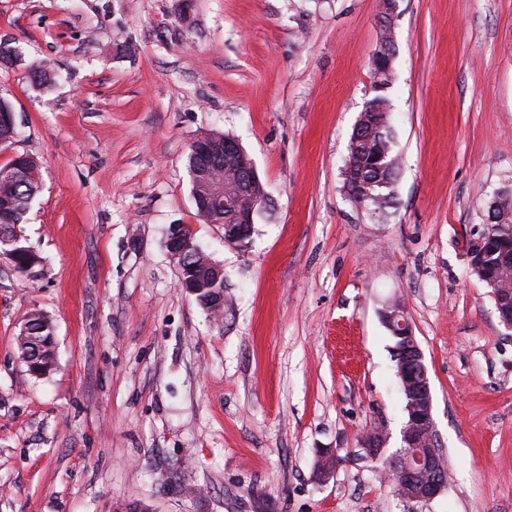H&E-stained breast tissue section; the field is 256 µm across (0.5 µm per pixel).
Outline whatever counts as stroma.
Listing matches in <instances>:
<instances>
[{
  "instance_id": "obj_1",
  "label": "stroma",
  "mask_w": 512,
  "mask_h": 512,
  "mask_svg": "<svg viewBox=\"0 0 512 512\" xmlns=\"http://www.w3.org/2000/svg\"><path fill=\"white\" fill-rule=\"evenodd\" d=\"M395 3L382 219L343 190L379 0H0L20 129L0 167L41 162L21 231L42 259H0V512H512V330L468 266L512 189V0ZM207 132L266 187L245 252L195 214L186 156ZM172 224L224 265L221 324L178 286ZM396 297L448 467L419 504L360 448L380 425L392 455L407 422ZM35 309L55 330L40 377L15 344Z\"/></svg>"
}]
</instances>
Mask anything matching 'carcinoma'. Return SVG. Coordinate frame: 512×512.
I'll return each instance as SVG.
<instances>
[{
    "instance_id": "obj_1",
    "label": "carcinoma",
    "mask_w": 512,
    "mask_h": 512,
    "mask_svg": "<svg viewBox=\"0 0 512 512\" xmlns=\"http://www.w3.org/2000/svg\"><path fill=\"white\" fill-rule=\"evenodd\" d=\"M28 80L36 87L46 86L54 80L51 67L34 62L29 66ZM391 77L385 72L373 74L370 101L375 103L377 112L370 116L361 142L357 144V155L349 159L344 172L343 184L350 201L373 213H384L392 202L394 184L398 177V159L392 150L391 127L388 121L390 109L387 89ZM16 117L9 101L0 100V132H12ZM13 176L1 175L0 168V233L14 239L12 248L16 254L15 268L28 273L40 264V257L26 246L20 225L25 223L32 202L41 183V166L37 158L29 154L14 157L7 165ZM486 230L502 238L501 244L512 245V192L505 190L489 203ZM483 270L498 279L502 288L512 289V280L503 278L505 271L493 256L484 259ZM30 332L34 342L16 339L17 353L25 366L35 364V373L44 375L54 369L56 351L53 342L52 320L40 310L30 318Z\"/></svg>"
}]
</instances>
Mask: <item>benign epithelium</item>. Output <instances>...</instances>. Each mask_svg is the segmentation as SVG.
<instances>
[{"label": "benign epithelium", "instance_id": "7a95c632", "mask_svg": "<svg viewBox=\"0 0 512 512\" xmlns=\"http://www.w3.org/2000/svg\"><path fill=\"white\" fill-rule=\"evenodd\" d=\"M393 0L381 3L378 22L380 41L372 56V68L386 72L392 70L395 57V40L392 26ZM192 151L199 153L205 162L191 174L201 186L197 194L196 212L204 220L211 219L226 210H236L243 204V195L228 191L224 184L225 170L232 165L244 175L249 188H255L257 170L252 159L242 149L239 141L225 135L215 141L205 142L202 137L195 138L189 145ZM267 199L265 189H260L259 198L252 199L250 209L245 212V224L224 225V238L236 239L247 232L246 225L254 223L256 206L263 205ZM165 246L171 259L181 267L187 260H195L202 268L203 276L210 280L224 279L223 265L206 255L187 224L170 225ZM500 323L512 330V292L505 294L499 290L492 293ZM399 312L384 309L383 321L390 326L395 336L403 340L396 349L399 363V377L410 400L411 419L401 431L400 448L405 455L406 472L409 482L415 486L410 496L413 502H426L437 496L442 485L426 481L421 475L438 465V452L433 448L434 422L431 412V389L424 354L414 336L408 319L398 318Z\"/></svg>", "mask_w": 512, "mask_h": 512}]
</instances>
